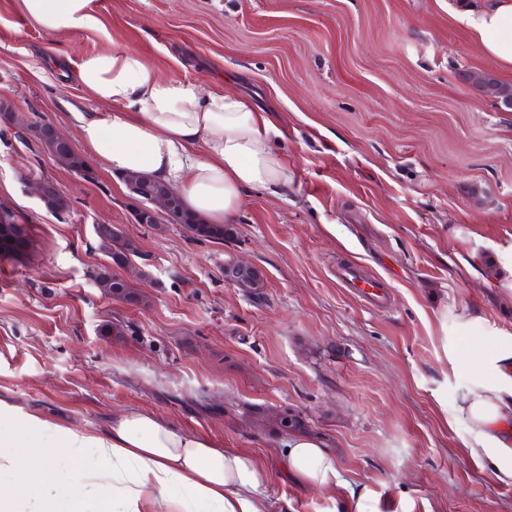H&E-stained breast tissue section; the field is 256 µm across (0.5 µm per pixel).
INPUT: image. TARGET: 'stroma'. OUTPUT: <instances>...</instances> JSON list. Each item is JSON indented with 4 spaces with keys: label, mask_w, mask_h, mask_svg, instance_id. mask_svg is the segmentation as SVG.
<instances>
[{
    "label": "stroma",
    "mask_w": 512,
    "mask_h": 512,
    "mask_svg": "<svg viewBox=\"0 0 512 512\" xmlns=\"http://www.w3.org/2000/svg\"><path fill=\"white\" fill-rule=\"evenodd\" d=\"M470 2L91 0L100 29L59 36L0 0V103L25 127L0 121V204L29 240L0 253V396L96 428L148 410L248 452L273 473L270 512H344L352 488L368 491L369 512H512V481L450 421L472 360L449 361L441 318L512 331L495 284L512 248V112L472 83L488 71L512 84V69L456 19ZM116 50L272 106L287 191L244 194L232 235L199 242L163 213L136 223L123 175L82 144L91 178L59 165L29 126L75 139L73 113L104 109L76 67ZM43 178L70 213L37 198ZM97 224L138 242L147 305L96 287L92 272L111 263ZM233 258L263 272L261 294L225 282ZM350 263L385 281V307L338 283ZM282 408L335 453L339 487L278 476L287 439L270 420Z\"/></svg>",
    "instance_id": "35a3bbf8"
}]
</instances>
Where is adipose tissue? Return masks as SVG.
Masks as SVG:
<instances>
[{"instance_id": "adipose-tissue-1", "label": "adipose tissue", "mask_w": 512, "mask_h": 512, "mask_svg": "<svg viewBox=\"0 0 512 512\" xmlns=\"http://www.w3.org/2000/svg\"><path fill=\"white\" fill-rule=\"evenodd\" d=\"M45 31L94 29L91 0H21ZM460 19L489 57L512 67V0H486ZM80 84L103 112H78L79 141L108 169L174 186L185 207L208 223L234 218L244 193L288 187V165L261 110L230 94L158 76L134 51L99 52L77 66ZM449 357L475 348L477 360L454 418L473 456L512 479V333L485 317L453 318ZM281 471L316 490L336 485V456L310 435L289 437ZM0 512H268L270 473L255 458L225 448L151 412L124 409L98 429L26 410L0 396Z\"/></svg>"}]
</instances>
